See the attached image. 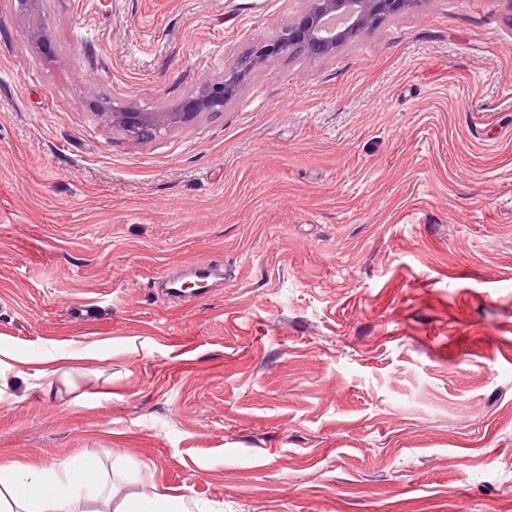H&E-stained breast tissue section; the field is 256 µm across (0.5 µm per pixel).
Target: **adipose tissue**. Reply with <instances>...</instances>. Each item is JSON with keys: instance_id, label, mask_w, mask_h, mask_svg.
I'll return each instance as SVG.
<instances>
[{"instance_id": "1", "label": "adipose tissue", "mask_w": 512, "mask_h": 512, "mask_svg": "<svg viewBox=\"0 0 512 512\" xmlns=\"http://www.w3.org/2000/svg\"><path fill=\"white\" fill-rule=\"evenodd\" d=\"M137 492L123 494L104 484L99 466L85 458L76 463L39 467L21 461L0 464V512H223L222 505L161 493L148 475Z\"/></svg>"}]
</instances>
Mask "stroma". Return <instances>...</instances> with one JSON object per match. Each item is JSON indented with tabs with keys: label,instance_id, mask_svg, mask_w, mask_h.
I'll return each instance as SVG.
<instances>
[{
	"label": "stroma",
	"instance_id": "35a3bbf8",
	"mask_svg": "<svg viewBox=\"0 0 512 512\" xmlns=\"http://www.w3.org/2000/svg\"><path fill=\"white\" fill-rule=\"evenodd\" d=\"M307 0H0V462L224 512H512V0H414L140 140ZM213 262L224 285L155 278ZM69 353L72 386L35 378ZM187 276H192L196 280L194 286L198 288L195 291L187 292L178 290V288H184L182 283L183 279ZM223 273L220 268L214 266L211 263H197L195 266L179 269L175 271H168L162 280L159 282L161 294L168 297L180 298V297H194L202 298L212 288H217L222 285ZM182 283V284H181Z\"/></svg>",
	"mask_w": 512,
	"mask_h": 512
}]
</instances>
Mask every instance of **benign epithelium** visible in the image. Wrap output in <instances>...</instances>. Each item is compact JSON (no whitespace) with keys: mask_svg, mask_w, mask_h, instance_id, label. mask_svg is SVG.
<instances>
[{"mask_svg":"<svg viewBox=\"0 0 512 512\" xmlns=\"http://www.w3.org/2000/svg\"><path fill=\"white\" fill-rule=\"evenodd\" d=\"M310 6L299 18L282 29L279 36L242 57L236 66L219 80L206 81L175 109L162 113H143L133 109H100L106 120L123 125L131 134L151 136L166 126L186 121L201 112H221L224 104L234 98L245 75L261 66L270 57L291 49L315 56H329L336 48L360 32L378 24L387 16L396 15L412 0H309Z\"/></svg>","mask_w":512,"mask_h":512,"instance_id":"obj_1","label":"benign epithelium"}]
</instances>
